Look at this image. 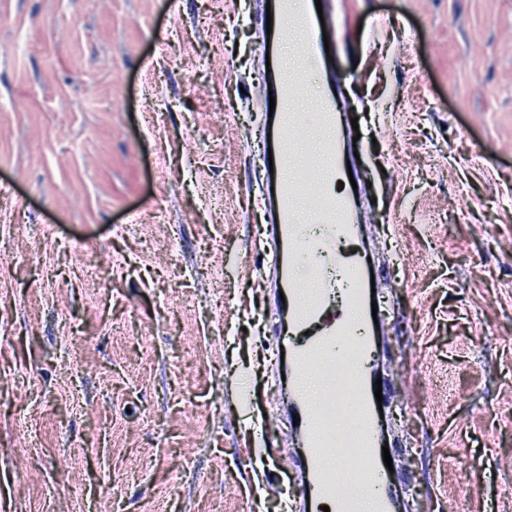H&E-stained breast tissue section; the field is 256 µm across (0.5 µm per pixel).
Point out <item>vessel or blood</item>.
<instances>
[{"label":"vessel or blood","instance_id":"1","mask_svg":"<svg viewBox=\"0 0 512 512\" xmlns=\"http://www.w3.org/2000/svg\"><path fill=\"white\" fill-rule=\"evenodd\" d=\"M315 0H291L288 13L274 15L271 43L283 39V24L294 21L304 28L306 36L300 47L303 67L321 68L324 61L322 25L314 8ZM305 125L297 113L281 110L272 129L275 147L297 138ZM330 160L320 175L304 181L287 182L279 178L274 185L276 200L274 222L270 234L272 283L275 292L284 295L280 303L278 351L283 352L290 370L289 380L280 384L284 397L297 423L293 428L297 452L291 466L300 475L299 512H356L360 498L374 502V512H397L390 494L393 475L385 466L379 440L381 417L374 395L378 375L375 365L360 367L356 383L355 406L361 419L360 431L366 442L365 470L370 479L353 483L348 479H331L323 471L321 460L336 448V396L341 386L336 362L345 338H356L359 349L375 357L377 338L382 330L372 316L371 279L359 255H351L349 268L356 288L337 289L332 268L343 248L356 234L345 195L338 188L347 179L346 165L338 143L327 149ZM309 190L322 201L323 211L316 223L300 224L294 218L293 197ZM317 368L327 379L328 387L318 402H310L303 394L299 377L309 368Z\"/></svg>","mask_w":512,"mask_h":512}]
</instances>
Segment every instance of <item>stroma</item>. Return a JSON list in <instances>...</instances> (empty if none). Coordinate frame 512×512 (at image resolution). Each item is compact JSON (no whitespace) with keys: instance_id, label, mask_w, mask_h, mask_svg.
Segmentation results:
<instances>
[{"instance_id":"obj_1","label":"stroma","mask_w":512,"mask_h":512,"mask_svg":"<svg viewBox=\"0 0 512 512\" xmlns=\"http://www.w3.org/2000/svg\"><path fill=\"white\" fill-rule=\"evenodd\" d=\"M412 512H512V0H322ZM267 0H0V512H281Z\"/></svg>"}]
</instances>
